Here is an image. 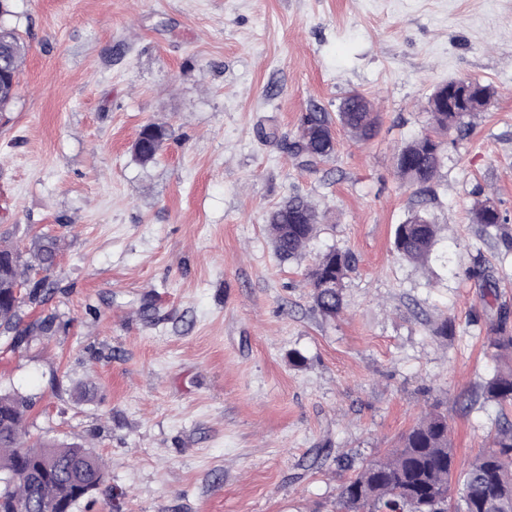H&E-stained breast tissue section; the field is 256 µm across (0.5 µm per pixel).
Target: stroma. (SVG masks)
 I'll return each instance as SVG.
<instances>
[{"label": "stroma", "instance_id": "stroma-1", "mask_svg": "<svg viewBox=\"0 0 512 512\" xmlns=\"http://www.w3.org/2000/svg\"><path fill=\"white\" fill-rule=\"evenodd\" d=\"M27 46L0 115V240L33 259L58 243L49 336L0 359V392L36 406L31 440L99 453L107 479L76 512H332L351 468L433 404L458 466L512 405L473 401L512 312V256L470 221L512 220V0H9ZM488 107L449 136L427 268L397 257L412 207L394 155L455 79ZM376 135L335 130L317 168L288 151L302 116L350 92ZM169 137L155 162L133 143ZM326 215L280 260L269 212L290 195ZM338 247L356 266L345 310L315 309L306 272ZM482 264L486 280L472 278ZM445 319L454 330L434 335ZM149 126L155 128L154 134L148 137H143L145 129ZM167 137L168 133L164 127L155 124L145 125L141 129L134 145V155L137 160L142 164L154 162L159 156ZM143 141L144 143H142Z\"/></svg>", "mask_w": 512, "mask_h": 512}]
</instances>
